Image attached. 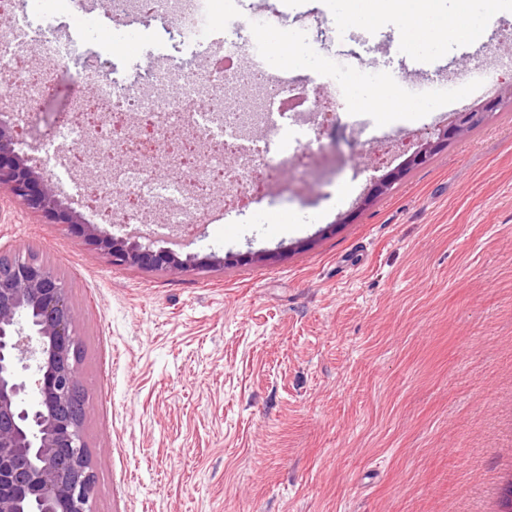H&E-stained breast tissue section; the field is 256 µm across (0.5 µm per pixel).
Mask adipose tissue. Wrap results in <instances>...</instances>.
I'll return each mask as SVG.
<instances>
[{
    "label": "adipose tissue",
    "mask_w": 512,
    "mask_h": 512,
    "mask_svg": "<svg viewBox=\"0 0 512 512\" xmlns=\"http://www.w3.org/2000/svg\"><path fill=\"white\" fill-rule=\"evenodd\" d=\"M339 16L343 24L369 28L381 22L384 13L398 17L408 44L414 48L435 47L450 38L481 41L487 20L512 7V0H485L482 15H474L471 0H343Z\"/></svg>",
    "instance_id": "obj_1"
}]
</instances>
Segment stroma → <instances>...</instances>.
I'll list each match as a JSON object with an SVG mask.
<instances>
[{
  "mask_svg": "<svg viewBox=\"0 0 512 512\" xmlns=\"http://www.w3.org/2000/svg\"><path fill=\"white\" fill-rule=\"evenodd\" d=\"M339 0H219L225 40L286 36L303 54L297 85L326 83L351 58L398 85L404 67L469 70L512 45V14L480 44L411 48L385 15L359 29ZM28 64L46 77L18 138L62 189L65 209L94 218L92 183L65 154L43 161L59 113L92 95L99 64L130 83L188 67L176 15L144 17L152 41L107 14L78 29L31 0ZM70 54L46 64L44 35ZM417 112L319 116L322 151L283 168L259 202L199 224L181 242L150 224H115L170 250L173 273L115 266L80 234L0 195V254H37L61 279L77 320L84 433L94 512H498L512 477V101L411 169L349 224L342 218L385 173L383 148L446 123L433 98Z\"/></svg>",
  "mask_w": 512,
  "mask_h": 512,
  "instance_id": "1",
  "label": "stroma"
}]
</instances>
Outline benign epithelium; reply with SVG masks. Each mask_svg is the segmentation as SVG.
<instances>
[{
    "label": "benign epithelium",
    "instance_id": "1",
    "mask_svg": "<svg viewBox=\"0 0 512 512\" xmlns=\"http://www.w3.org/2000/svg\"><path fill=\"white\" fill-rule=\"evenodd\" d=\"M512 97V85L504 89ZM502 94V95H504ZM502 95L450 115L406 159L371 185L359 206L384 195L406 170L424 164L480 126ZM13 130L0 126V191L82 236L118 266L171 272L184 261L61 209L56 187L27 164ZM75 313L56 274L36 259L0 255V512H93V472L80 412Z\"/></svg>",
    "mask_w": 512,
    "mask_h": 512
}]
</instances>
